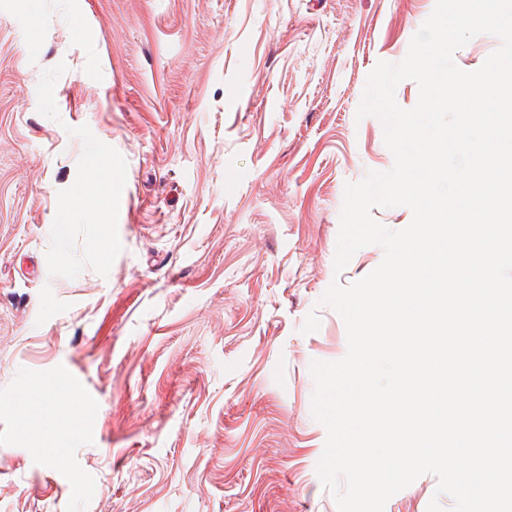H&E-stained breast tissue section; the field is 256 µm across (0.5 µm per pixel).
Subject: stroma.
<instances>
[{
    "label": "stroma",
    "mask_w": 512,
    "mask_h": 512,
    "mask_svg": "<svg viewBox=\"0 0 512 512\" xmlns=\"http://www.w3.org/2000/svg\"><path fill=\"white\" fill-rule=\"evenodd\" d=\"M434 6L0 0V512H337L310 364L384 258L335 269L345 187L394 165L356 113ZM103 156L97 225L63 202ZM68 372L71 437L24 407ZM436 487L384 512H452Z\"/></svg>",
    "instance_id": "stroma-1"
}]
</instances>
